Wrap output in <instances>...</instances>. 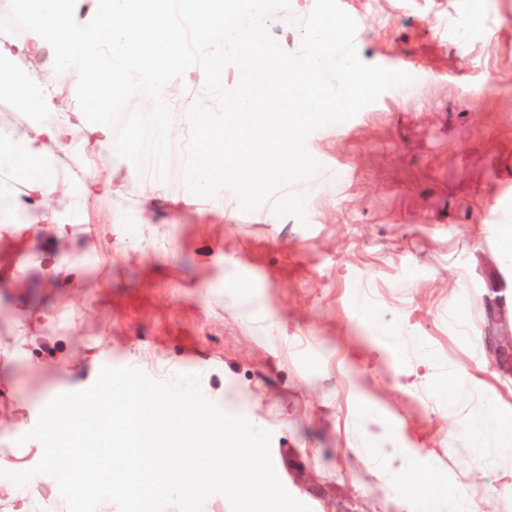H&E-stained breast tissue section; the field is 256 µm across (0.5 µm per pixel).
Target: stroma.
I'll return each mask as SVG.
<instances>
[{
    "mask_svg": "<svg viewBox=\"0 0 512 512\" xmlns=\"http://www.w3.org/2000/svg\"><path fill=\"white\" fill-rule=\"evenodd\" d=\"M313 4L269 18L286 51ZM339 4L360 58L414 81L310 135L314 182L251 213L227 190L195 196L183 144L137 137L147 117L131 102L111 126L126 156L97 148L112 186L70 211L69 237L0 239V458L15 470L40 444L17 445L13 424L33 428L48 386L87 388L104 365L197 376L271 432L275 471L311 512H407L385 480L389 448L430 451L419 468L474 496L512 470V450L472 421L490 403L512 418V344L497 356L488 344L512 337V303L492 298L512 283L498 235L512 225V0ZM169 79L172 128L213 106L203 83L177 68ZM54 256L83 258L69 283L43 276ZM21 258L24 288L8 276ZM376 414L389 430L373 437Z\"/></svg>",
    "mask_w": 512,
    "mask_h": 512,
    "instance_id": "35a3bbf8",
    "label": "stroma"
}]
</instances>
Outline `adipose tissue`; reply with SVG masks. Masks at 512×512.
I'll list each match as a JSON object with an SVG mask.
<instances>
[{"mask_svg":"<svg viewBox=\"0 0 512 512\" xmlns=\"http://www.w3.org/2000/svg\"><path fill=\"white\" fill-rule=\"evenodd\" d=\"M28 18L27 34L20 47L0 43V94L13 99L29 114L22 129L0 128V170L24 174L26 192L17 196L12 186L0 180V237L24 239L45 237L48 243L67 238L70 222L57 211L55 200L93 194L99 183L97 171L78 183L50 169L55 153L82 138L87 151H94L108 127L92 122L83 108L93 101L98 109L112 106V94L124 87L129 97L164 106L175 91L167 80L177 60L175 31L159 19L171 0H99L93 28L76 34L70 8L63 0H23ZM195 18L196 55L205 59L221 33L224 0H184ZM121 39H114L115 27ZM55 50V63L77 74L78 101L71 111L57 112L46 94L47 82L19 72L16 50L38 57L46 47Z\"/></svg>","mask_w":512,"mask_h":512,"instance_id":"obj_1","label":"adipose tissue"}]
</instances>
